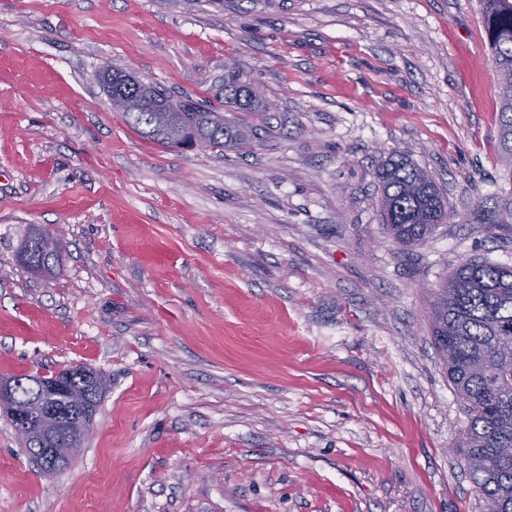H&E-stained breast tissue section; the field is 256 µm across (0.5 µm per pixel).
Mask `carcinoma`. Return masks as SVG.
Listing matches in <instances>:
<instances>
[{"label": "carcinoma", "mask_w": 512, "mask_h": 512, "mask_svg": "<svg viewBox=\"0 0 512 512\" xmlns=\"http://www.w3.org/2000/svg\"><path fill=\"white\" fill-rule=\"evenodd\" d=\"M491 62L498 76L500 112L498 141L501 158L512 165V0H480ZM124 71L105 67L101 80L109 99L134 92L154 96L177 118L174 127L154 123L151 112H125L127 123L145 138L169 147L236 148L249 150L253 127L189 99L173 100L153 85L113 82ZM224 100L239 112L263 108L254 86L231 69L224 74ZM380 216L393 240L403 247L427 241L447 222L448 200L427 171L394 150L378 170ZM512 215V198L493 207L479 201L471 212L474 224L496 227ZM23 248L56 266L59 246L52 248L28 236ZM431 335L448 379L466 408L468 422L456 444L469 479L482 503L495 512H512V267L488 261L460 263L433 293ZM42 397L62 415L76 417L82 409L46 390L37 379L21 384L17 397L29 404Z\"/></svg>", "instance_id": "obj_1"}]
</instances>
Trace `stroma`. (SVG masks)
I'll use <instances>...</instances> for the list:
<instances>
[{
    "label": "stroma",
    "mask_w": 512,
    "mask_h": 512,
    "mask_svg": "<svg viewBox=\"0 0 512 512\" xmlns=\"http://www.w3.org/2000/svg\"><path fill=\"white\" fill-rule=\"evenodd\" d=\"M224 110L250 154L170 148L112 111L103 65ZM478 0H0V376L110 383L80 455L38 473L0 416V512H481L427 299L512 265V193ZM407 151L448 223L404 249L375 171ZM59 226L52 278L18 262ZM224 102L234 105L236 112H259L263 108L259 94L254 86L244 81L236 70L224 74ZM511 194L508 197L501 199L500 202H496L494 207H486L483 202L478 200L470 215L471 223L490 224L489 226L491 228L499 226V224H512ZM503 214H510L511 222H505L501 218Z\"/></svg>",
    "instance_id": "35a3bbf8"
}]
</instances>
